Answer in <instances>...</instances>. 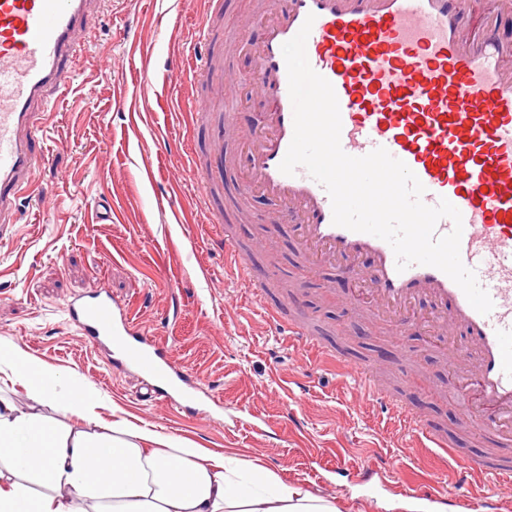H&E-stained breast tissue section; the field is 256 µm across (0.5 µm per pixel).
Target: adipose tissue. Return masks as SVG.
I'll list each match as a JSON object with an SVG mask.
<instances>
[{
    "label": "adipose tissue",
    "mask_w": 512,
    "mask_h": 512,
    "mask_svg": "<svg viewBox=\"0 0 512 512\" xmlns=\"http://www.w3.org/2000/svg\"><path fill=\"white\" fill-rule=\"evenodd\" d=\"M6 370L37 402L64 404L90 427L0 396V512H339L265 466L206 456L125 419L100 424L92 388L63 385L20 351L0 350Z\"/></svg>",
    "instance_id": "obj_1"
}]
</instances>
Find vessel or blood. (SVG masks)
<instances>
[{
    "instance_id": "obj_1",
    "label": "vessel or blood",
    "mask_w": 512,
    "mask_h": 512,
    "mask_svg": "<svg viewBox=\"0 0 512 512\" xmlns=\"http://www.w3.org/2000/svg\"><path fill=\"white\" fill-rule=\"evenodd\" d=\"M471 0H256L259 29L253 49L254 91L268 109L260 127L246 137L244 191L275 198L273 224L293 225L299 276L324 270L361 283L371 297L368 320H380L392 336L404 335L416 302L432 299L429 325L447 344L448 365L457 381L472 390L474 409L466 422L491 439L494 450L462 465L459 484L485 474L512 480V36L502 30L512 18V0L499 16L466 30ZM97 0H0V243L13 238L17 201L45 161L39 132L49 117L52 92L70 85L72 58L87 35V18ZM216 11L202 22L204 63L188 82L198 112L216 108L202 98L201 82L221 80L213 59L220 40ZM313 25L306 42L310 66L333 86L341 114V146L360 157L382 147L414 172L425 191L422 201L447 199L461 213L460 256L476 273L492 302L481 314L462 289L441 270L413 265L397 271L384 240L334 225L331 200L305 168L294 175L279 165L291 143L293 107L282 46L305 20ZM206 217L224 233L230 271L262 296L266 282L252 270L250 253L232 228L233 206L215 207L223 175L196 160ZM369 266H361V259ZM95 345L115 346L126 361L152 382L167 405L202 403L197 388L172 366L167 349L137 328L129 309L105 292L81 296L65 309ZM302 347L322 352L315 320L281 318ZM334 362L359 383L363 396L393 411L404 428L433 448L451 450L447 435L430 428L387 391L373 363L337 354ZM359 484L381 486L407 498L427 499L455 512H481L484 498L426 494L391 483L385 467L357 472Z\"/></svg>"
}]
</instances>
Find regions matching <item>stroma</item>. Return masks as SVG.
I'll use <instances>...</instances> for the list:
<instances>
[{"label":"stroma","instance_id":"35a3bbf8","mask_svg":"<svg viewBox=\"0 0 512 512\" xmlns=\"http://www.w3.org/2000/svg\"><path fill=\"white\" fill-rule=\"evenodd\" d=\"M206 8L205 0H101L74 77L78 90L57 100L40 142L46 164L23 194L17 238L0 245V348L60 379L78 374L99 394L103 422L124 418L264 465L285 483L334 498L341 512H403V497L356 485L355 470L371 463L385 464L397 481L458 491L459 462L418 447L395 415L359 401L347 373L301 350L231 276L223 244L203 221L192 163L210 153L219 129L194 121L189 89L167 90L171 69L200 57ZM147 160L152 182L140 174ZM104 203L119 221L94 222ZM277 207L255 195L238 227L245 245L262 235L272 242V254L253 256L259 276L269 259L284 268L295 258L290 225L262 222ZM97 288L129 304L140 326L167 343L175 366L222 399L221 419L144 399L141 376L88 343L64 307ZM346 294L339 282L313 280L289 310L317 316L329 348L369 358L434 426L457 431L462 456L480 453L482 442L458 428L468 403L438 349L420 335L406 339L419 378L435 390L426 400L400 382L401 346L346 316Z\"/></svg>","mask_w":512,"mask_h":512}]
</instances>
